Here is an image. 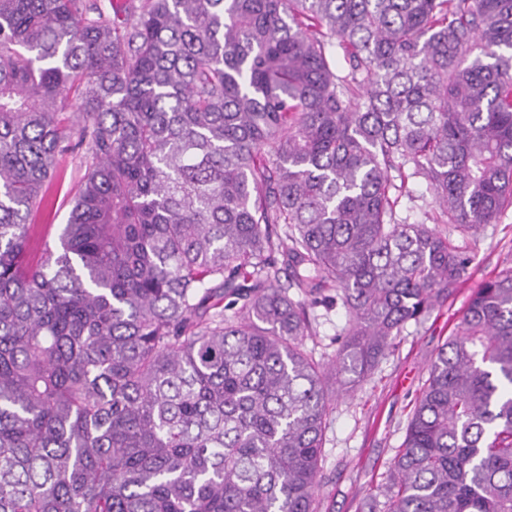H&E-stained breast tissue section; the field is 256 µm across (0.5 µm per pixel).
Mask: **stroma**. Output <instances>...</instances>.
Here are the masks:
<instances>
[{"instance_id":"stroma-1","label":"stroma","mask_w":512,"mask_h":512,"mask_svg":"<svg viewBox=\"0 0 512 512\" xmlns=\"http://www.w3.org/2000/svg\"><path fill=\"white\" fill-rule=\"evenodd\" d=\"M84 174L79 154L65 155L48 191L49 208L34 220L32 259L44 257L57 241ZM464 245L473 262L456 295L422 325H407L396 349L348 393L334 396L323 436L319 512H363L367 499L378 497L387 468L406 434L412 411L439 348L449 339L471 290L480 281L512 268V208L498 223L485 225ZM343 307L322 311L305 347L315 358L334 359L338 332L345 326Z\"/></svg>"}]
</instances>
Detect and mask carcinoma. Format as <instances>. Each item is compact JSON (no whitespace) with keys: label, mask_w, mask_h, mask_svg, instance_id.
<instances>
[{"label":"carcinoma","mask_w":512,"mask_h":512,"mask_svg":"<svg viewBox=\"0 0 512 512\" xmlns=\"http://www.w3.org/2000/svg\"><path fill=\"white\" fill-rule=\"evenodd\" d=\"M411 177L450 234L398 218ZM511 207L512 0H0V512H318L330 381L447 303L451 232ZM337 304L327 365L304 339ZM382 496L512 512V270L474 288ZM83 174L80 154H67L59 161L58 175L52 180L48 191L49 209L38 214L31 223L35 226L30 241V254L35 261L44 257L46 247L53 246L57 241L67 222L70 202Z\"/></svg>","instance_id":"1"}]
</instances>
